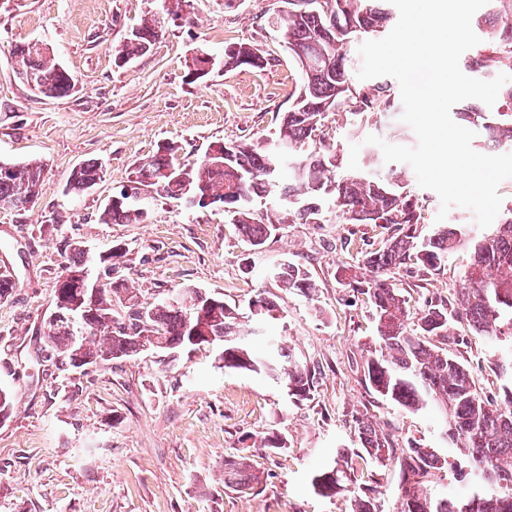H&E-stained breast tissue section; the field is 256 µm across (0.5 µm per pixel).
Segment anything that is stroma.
<instances>
[{"label": "stroma", "mask_w": 512, "mask_h": 512, "mask_svg": "<svg viewBox=\"0 0 512 512\" xmlns=\"http://www.w3.org/2000/svg\"><path fill=\"white\" fill-rule=\"evenodd\" d=\"M194 25L169 23L151 51L124 66L117 50L133 28L161 11L162 0H21L0 9V161L39 160L44 182L26 211L0 214V267L15 282L0 298V387L13 394L0 423V512H350V496L325 497L312 475L341 450H360L358 417L380 423L395 441H416L447 452L445 423L435 410L411 413L372 395L363 354L375 341L366 296L341 285L342 266L392 235L372 224H286L261 248L252 247L222 205L188 208L146 192L147 218L104 224L109 199L130 184L134 169L158 146L180 145L192 161L217 141L269 144L294 100L296 65L267 19L278 0H191ZM247 43L268 60L260 69L225 70L224 48ZM38 43L77 79L60 98L34 95L18 76L15 48ZM216 60L203 80L188 73L194 56ZM337 144L340 173L350 147L375 135L415 146L399 112L363 120L340 113L325 127ZM100 181L75 195L65 189L73 170L92 160ZM360 165L396 173L420 205V236L441 223L462 224L467 236H488L471 211L452 208L437 221L438 195L419 186L405 163L382 154ZM81 245L92 255L113 253L112 278L139 302L159 303L168 292L195 287L236 307L244 323L286 340L316 370L309 399L293 401L264 376L217 368L216 351L163 362L144 352L88 372L58 369L41 357L52 312L55 278ZM303 265L313 291H282L271 272L286 261ZM468 248L449 252L441 270H397L410 309L424 297L459 288ZM277 303L270 326L252 316L257 295ZM448 345L484 391L503 381L495 363L502 347L456 323ZM285 448H261L268 435ZM248 455L263 482L240 492L224 485V458ZM355 479L377 489L382 512H396L398 470L392 462L355 460Z\"/></svg>", "instance_id": "stroma-1"}]
</instances>
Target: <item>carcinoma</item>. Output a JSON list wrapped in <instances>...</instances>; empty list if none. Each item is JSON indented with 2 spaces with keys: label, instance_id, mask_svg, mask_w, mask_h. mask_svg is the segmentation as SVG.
<instances>
[{
  "label": "carcinoma",
  "instance_id": "1",
  "mask_svg": "<svg viewBox=\"0 0 512 512\" xmlns=\"http://www.w3.org/2000/svg\"><path fill=\"white\" fill-rule=\"evenodd\" d=\"M188 0H162V11L171 20L191 21ZM288 11L270 16L282 42L302 61L300 82L293 105L284 113L276 131L277 148L250 142H214L211 154L181 161L180 146L167 143L142 162L134 183L159 196L179 199L180 184L169 170L182 166L194 193L229 208L230 223L258 249L280 224H393L394 235L367 252L362 263L339 272L341 284L367 296L376 323V348L365 360L367 388L408 412L440 410L451 434L453 459L410 441L395 447L389 435L368 421L360 422L361 441L370 459L393 461L398 467V512H512V386L503 395H489L476 386L464 362L448 352L450 329L464 320L474 332L496 342L512 339V215L497 224L496 232L471 246V260L457 298H424L419 312L410 315L402 289L393 283L394 270L413 265L438 271L448 252L463 241L459 224L440 227L426 239L416 236L422 212L419 202L401 183L371 170L336 176V146L321 136L324 120L332 112L353 116L389 112L395 106L393 83L381 79L371 86L356 84L350 75V49L359 40H373L394 20L389 0H285ZM474 27L485 41L484 54L469 64L477 72L512 63V0H488L487 10ZM163 32L159 19L131 31L115 62H128L147 53ZM21 58V80L38 79L42 96L57 98L74 91L75 76L33 44L15 51ZM224 70L247 66L262 68L267 59L246 43L224 49ZM500 96L505 111L490 112L472 100L456 112L466 125L498 144L512 141V81ZM229 152H224V149ZM9 174L0 178V199H11L17 211L27 210L29 198L40 195L44 166L37 161L9 163ZM103 174L102 163L88 162L75 169L66 185L81 194L95 186ZM131 195L122 191L104 207V224H128L142 219ZM279 284L288 292L308 293L314 288L309 272L288 261L278 268ZM63 294L84 312L77 321L62 315L48 322L44 347L60 364L80 368L110 356L131 359L146 345L162 344L179 350L189 339L186 326L193 319L196 289L177 291V304L143 305L129 294L125 284L111 282L94 293L70 280L55 282L54 295ZM128 303L125 314L114 309L115 298ZM217 335L238 336L239 314L227 304L218 306L206 319ZM87 334L80 349L72 337ZM273 381L288 384V396L302 401L310 397L315 371L284 347L272 356H257L237 343L224 344V368L253 372L255 368ZM468 468L476 480L474 492L462 499L433 497L425 489L438 473ZM263 481L247 458H224V486L238 491ZM352 481L349 454L318 470L311 484L315 492L331 497L348 489ZM376 490L361 487L351 499V512H381Z\"/></svg>",
  "mask_w": 512,
  "mask_h": 512
}]
</instances>
